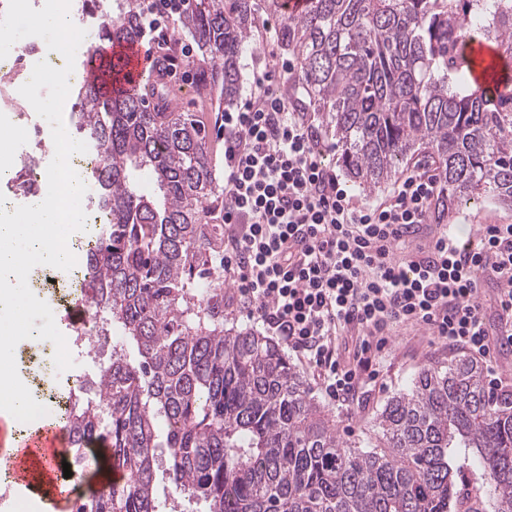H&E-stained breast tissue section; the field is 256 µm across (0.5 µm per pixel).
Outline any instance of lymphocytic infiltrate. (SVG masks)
I'll use <instances>...</instances> for the list:
<instances>
[{
    "mask_svg": "<svg viewBox=\"0 0 512 512\" xmlns=\"http://www.w3.org/2000/svg\"><path fill=\"white\" fill-rule=\"evenodd\" d=\"M295 60L254 74L251 92L224 115V221L239 230L224 244V281L248 319L261 322L339 403L376 379L399 327L484 360L512 347V224H484L475 246L450 232L424 258L397 257L398 244L427 223L436 175L414 171L393 194L367 204L321 161L318 136L274 84ZM509 321L505 339L487 322L483 279ZM356 329L353 353L340 342Z\"/></svg>",
    "mask_w": 512,
    "mask_h": 512,
    "instance_id": "obj_1",
    "label": "lymphocytic infiltrate"
}]
</instances>
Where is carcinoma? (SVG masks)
<instances>
[{"mask_svg":"<svg viewBox=\"0 0 512 512\" xmlns=\"http://www.w3.org/2000/svg\"><path fill=\"white\" fill-rule=\"evenodd\" d=\"M146 0H82L99 35L140 38ZM253 0H190L178 24L201 83L239 96ZM512 64V0H307L277 39L358 192L418 156L440 169L435 207L512 206V88L473 87L474 39ZM153 88L78 89L95 234L73 300L112 356L68 393L70 448L103 444L121 472L71 512H162L156 475L203 512H512V390L465 355L421 370L373 416L375 441L337 436L281 346L224 328L204 269L215 177L206 128L148 105ZM148 175L155 192L141 190Z\"/></svg>","mask_w":512,"mask_h":512,"instance_id":"carcinoma-1","label":"carcinoma"}]
</instances>
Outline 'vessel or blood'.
I'll use <instances>...</instances> for the list:
<instances>
[{
    "mask_svg": "<svg viewBox=\"0 0 512 512\" xmlns=\"http://www.w3.org/2000/svg\"><path fill=\"white\" fill-rule=\"evenodd\" d=\"M112 61L107 76L87 70L89 81H104L113 93L136 89L145 83L168 84L164 64L155 53L137 41L100 48ZM66 445V427L54 419L28 429L15 444L14 452L0 457V467L10 474L15 492L32 496L37 512H65L70 491L59 476L61 448Z\"/></svg>",
    "mask_w": 512,
    "mask_h": 512,
    "instance_id": "1",
    "label": "vessel or blood"
}]
</instances>
